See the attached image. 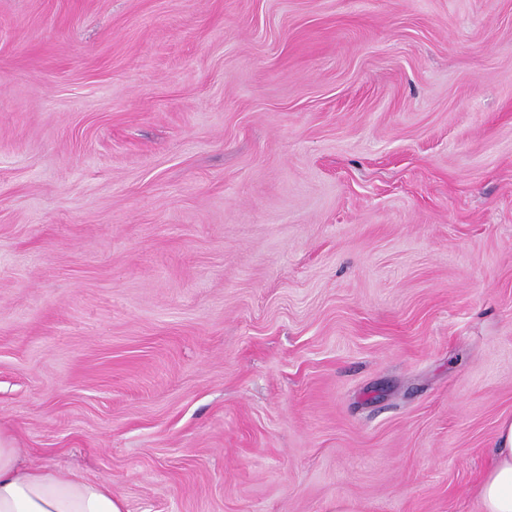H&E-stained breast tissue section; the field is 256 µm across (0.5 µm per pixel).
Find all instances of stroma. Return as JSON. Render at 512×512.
Wrapping results in <instances>:
<instances>
[{
	"mask_svg": "<svg viewBox=\"0 0 512 512\" xmlns=\"http://www.w3.org/2000/svg\"><path fill=\"white\" fill-rule=\"evenodd\" d=\"M512 416V0H0V425L126 512H479Z\"/></svg>",
	"mask_w": 512,
	"mask_h": 512,
	"instance_id": "obj_1",
	"label": "stroma"
}]
</instances>
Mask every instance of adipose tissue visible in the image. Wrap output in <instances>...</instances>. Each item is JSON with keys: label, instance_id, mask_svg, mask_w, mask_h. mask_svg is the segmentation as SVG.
I'll list each match as a JSON object with an SVG mask.
<instances>
[{"label": "adipose tissue", "instance_id": "obj_1", "mask_svg": "<svg viewBox=\"0 0 512 512\" xmlns=\"http://www.w3.org/2000/svg\"><path fill=\"white\" fill-rule=\"evenodd\" d=\"M480 512H512V418L496 432L488 467L478 479ZM0 512H125L108 482L64 479L24 461L13 434L0 428Z\"/></svg>", "mask_w": 512, "mask_h": 512}]
</instances>
